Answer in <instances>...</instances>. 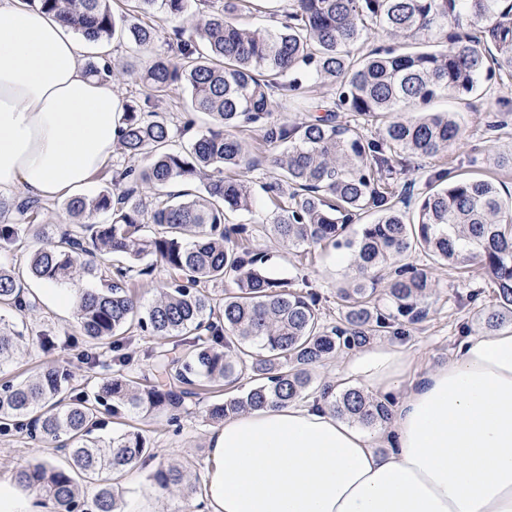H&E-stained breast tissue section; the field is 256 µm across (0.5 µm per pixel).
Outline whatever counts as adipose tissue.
Returning a JSON list of instances; mask_svg holds the SVG:
<instances>
[{
	"mask_svg": "<svg viewBox=\"0 0 512 512\" xmlns=\"http://www.w3.org/2000/svg\"><path fill=\"white\" fill-rule=\"evenodd\" d=\"M89 51L54 16L0 0V190L59 201L114 154L122 104L86 75ZM408 368L391 344L343 364L396 399L374 439L312 401L225 418L208 437L206 512H512V330Z\"/></svg>",
	"mask_w": 512,
	"mask_h": 512,
	"instance_id": "obj_1",
	"label": "adipose tissue"
}]
</instances>
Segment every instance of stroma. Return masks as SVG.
Returning <instances> with one entry per match:
<instances>
[{
    "label": "stroma",
    "mask_w": 512,
    "mask_h": 512,
    "mask_svg": "<svg viewBox=\"0 0 512 512\" xmlns=\"http://www.w3.org/2000/svg\"><path fill=\"white\" fill-rule=\"evenodd\" d=\"M333 99L332 88L311 77L303 81L299 93L276 98L273 112L278 118L298 119L309 105L328 107ZM434 108L439 112L459 113L462 136L457 145L438 156L404 157L406 173L401 182L408 195L415 200L422 198L436 186V176L441 172L454 178H489L502 194L512 193V169L496 164L499 155L512 153V79L503 78L480 96L469 97L464 104L453 98L438 99ZM254 246L268 254L267 267L273 276L288 279L307 276L312 292L318 296L323 322L341 324L344 307L337 290L353 274L348 251L319 248L313 256H303L269 234L258 236ZM430 267L436 286L426 301L425 317L394 325L372 339L376 345H398L410 357L412 373L418 375L446 362L464 337L484 333L477 315L497 304L496 287L481 271ZM25 321L30 334L19 347L13 363L0 372V378L20 380L47 364L69 370L74 385L81 388L94 386L107 377V370L85 360L83 352L88 344L80 336L73 315H62L41 305L26 314ZM45 333L57 337L55 347H44L41 336ZM205 409V404H197L176 423L156 414L134 421L151 444L160 448L162 463L185 468L186 482L191 486L202 485L206 472L207 439L213 425L206 419ZM45 456L52 457L58 466L66 461L64 451L48 453L22 436L0 434V476H14L22 467ZM151 472V467L138 466L118 476L124 512H138L146 497L152 498L154 512H185L187 503L181 491L157 489L150 479Z\"/></svg>",
    "instance_id": "stroma-1"
}]
</instances>
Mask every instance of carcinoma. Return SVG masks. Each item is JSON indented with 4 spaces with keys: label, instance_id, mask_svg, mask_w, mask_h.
<instances>
[{
    "label": "carcinoma",
    "instance_id": "carcinoma-1",
    "mask_svg": "<svg viewBox=\"0 0 512 512\" xmlns=\"http://www.w3.org/2000/svg\"><path fill=\"white\" fill-rule=\"evenodd\" d=\"M59 17L92 44L125 42L149 51L164 38L143 20L158 9L189 16L192 0H132L133 13L117 17L112 0H20ZM247 0L196 14L178 54H157L139 71L143 97L125 107L118 148L130 165L112 187L65 202L76 222L51 234L26 266L0 267V368L13 363L24 330L5 319L38 304L27 281L64 286L86 274L94 288L78 290L75 319L91 343L86 358L112 371L93 391L77 390L68 370L47 364L34 375L0 384V434H24L66 452L69 467L37 460L16 472L17 483L46 493L58 512H82L78 480L99 487L96 512H123L114 475L158 456L135 426L102 444L93 432L102 414L134 419L165 412L172 422L198 404L203 383L249 387L238 397L208 405L213 422L243 411L282 406L303 397L311 370L330 355L366 344L403 319L420 320L434 283L424 268L402 264L388 284L385 307L375 299L380 273L413 250L450 268L478 266L497 287V308L479 313L485 329L512 321V196L487 179L449 182L422 197L412 219L397 192L404 153L435 157L460 138L453 112H431L441 97L464 100L484 82L512 78V0H288L284 18L254 28L236 20ZM381 29L387 48L360 52L365 33ZM311 72L332 83L334 108L301 120L273 116L272 98L300 88ZM86 72L116 82L127 73L112 59ZM190 94L192 108L214 126L188 146L174 139L192 125L158 117L161 98ZM410 110L406 118L400 113ZM346 112L349 119H342ZM255 125L264 143L284 148L274 162L281 181L269 185L272 222L252 228L227 224L232 212L259 207L247 174L257 162L234 131ZM377 125L365 136L360 128ZM145 159L139 168L134 162ZM37 199L0 196V250L11 251L40 224ZM370 213L354 238L347 229ZM107 221H96L98 215ZM288 246L350 251L356 277L339 289L343 326L326 327L306 279L274 278L267 255L251 240L265 229ZM161 264L168 279L145 307L131 291L129 273L149 275ZM235 288L215 298L209 285ZM152 337L144 351L157 377L133 375L128 349ZM320 400L333 414L367 426L390 420L391 404L358 388L336 394L324 384ZM161 490L183 485L184 470L159 464L150 475Z\"/></svg>",
    "mask_w": 512,
    "mask_h": 512
}]
</instances>
